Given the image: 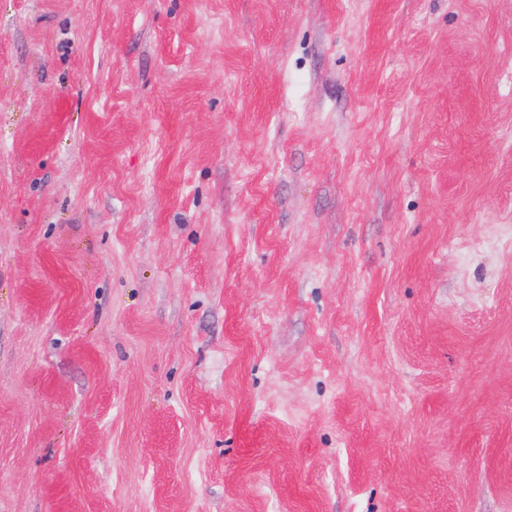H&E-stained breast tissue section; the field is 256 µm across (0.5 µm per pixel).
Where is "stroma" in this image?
<instances>
[{"label":"stroma","mask_w":512,"mask_h":512,"mask_svg":"<svg viewBox=\"0 0 512 512\" xmlns=\"http://www.w3.org/2000/svg\"><path fill=\"white\" fill-rule=\"evenodd\" d=\"M0 512H512V0H0Z\"/></svg>","instance_id":"1"}]
</instances>
